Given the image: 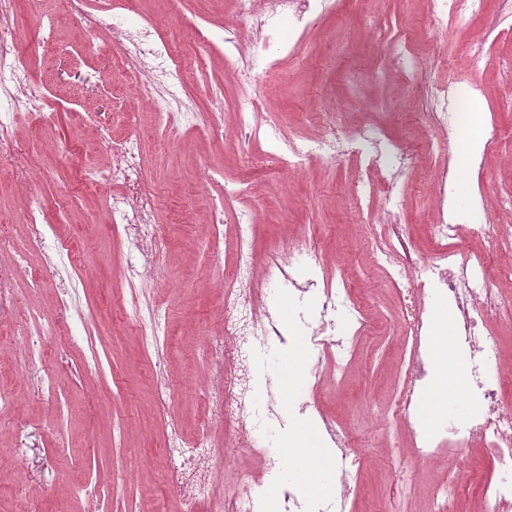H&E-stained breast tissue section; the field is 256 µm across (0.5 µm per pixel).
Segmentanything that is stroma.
Segmentation results:
<instances>
[{
    "mask_svg": "<svg viewBox=\"0 0 512 512\" xmlns=\"http://www.w3.org/2000/svg\"><path fill=\"white\" fill-rule=\"evenodd\" d=\"M129 8L132 15L150 19L186 58L200 51L191 40L194 28L249 27L235 0H129ZM48 12L56 22V41L49 47L39 31ZM14 26L21 65L45 93L50 118L17 125L12 132L17 162L31 180L23 189L0 180V224L9 225L15 246H24L26 198L31 193L41 198L54 219L55 240L73 249L65 266L76 301L70 312L59 314L53 279L32 286V273L45 268L48 258L29 250L26 271L18 279L20 313L60 319L61 333L49 340L44 358L33 367L21 337L0 340V389L16 399L13 411L0 413V512H84V487L108 478L118 484L111 512H177L164 473L167 442L174 433L193 442L207 420L213 449L228 456L223 469L204 473L213 493H230L243 479L262 484L265 494L278 493L270 474L248 452L228 454L224 422L212 420L204 396V338L224 320L221 283L232 259L227 252L214 254L206 222L215 189L201 173L218 163L225 182L245 181L251 187L225 212L224 222L233 224L240 212L252 215L256 264L264 265L283 239L303 231L314 235L320 274L332 281L338 267L351 268L355 288L371 301L368 314L377 326L375 334L359 338L349 374L338 383L326 380L323 367L308 360L297 336L288 337L286 352L273 350L264 360L250 361V381H262L263 399L274 400L280 415H287L300 397L311 407L308 419L275 435L284 464L295 466L293 478L302 483L309 470H320L321 487L317 495H305V502L335 495V461L316 455L331 445L321 421L329 416L352 429L355 452L363 461L346 512H405L409 490L395 476L391 457L399 430L380 415L395 387L399 301L384 271L368 258L370 223L385 212V197L359 206L351 193L353 183L367 175L364 165L349 159L288 173L261 166L260 146L245 149L230 110L243 88L225 67L221 48L205 51L206 71L192 75L187 104L207 111L211 86L223 84L222 138L201 128L170 137L157 132L152 107L125 83L113 59L80 52L85 34L68 0H16ZM377 29L394 36L392 56H385L375 41ZM478 39L484 42L485 65L475 76L467 48ZM509 60L512 16L501 17L488 35L480 24L461 31L434 20L424 0H336L335 9L303 34L297 52L259 75L252 90L256 120L277 121L290 137L317 133L321 114L332 110L356 118L369 112L394 138L417 145L426 136L417 117L428 109L429 87L453 78L466 89L478 80V119L482 126H498L500 142L477 166L461 164L455 148L447 147L436 164L399 181L401 221L419 236L437 215L434 187L440 166L460 167L458 210L468 209L479 195L494 211L500 197L512 195V76L502 68ZM115 112L131 115L130 122H115L112 130L139 138V184L155 203L158 273L147 285L122 280L126 247L109 231L112 215L105 195L89 190L84 177L87 167L109 160L98 144L95 119ZM135 306L145 315L166 310L163 352L146 345L129 316ZM91 348L100 368L85 373L79 364ZM161 370L174 392L165 407L157 402ZM427 371L442 383L429 385L417 405L415 417L424 427L435 422L449 399L461 395L453 368L437 361ZM40 377L55 380L53 401L37 393ZM22 424L34 438L32 452L20 462L9 450Z\"/></svg>",
    "mask_w": 512,
    "mask_h": 512,
    "instance_id": "35a3bbf8",
    "label": "stroma"
}]
</instances>
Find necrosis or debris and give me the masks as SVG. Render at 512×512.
<instances>
[{
	"label": "necrosis or debris",
	"mask_w": 512,
	"mask_h": 512,
	"mask_svg": "<svg viewBox=\"0 0 512 512\" xmlns=\"http://www.w3.org/2000/svg\"><path fill=\"white\" fill-rule=\"evenodd\" d=\"M239 14L248 17L253 28L261 32L262 40L246 41L232 29L224 28L199 34L200 46L213 41L224 44V60L235 67L242 85L251 86L260 71L274 66L269 55L271 43L283 42V28L296 35L303 33L321 14L332 10L333 0H235ZM496 3L499 13L512 14V0H427L431 16L466 29L490 19L489 3ZM71 11L80 17L88 39L89 49H96L101 31H111L121 50L124 79L133 84L141 97L154 106L155 118L163 130H170L181 115L182 99L178 86L184 85L185 75L180 60L175 57L168 42L156 26L148 20L133 19L125 0H69ZM15 0H0V159L11 158L14 145L10 137L18 123L42 116L45 98L40 89L31 85L19 64L11 18ZM285 50L295 51L293 43L283 42ZM431 113L427 124L445 134L459 130L457 120L461 110L454 86H432ZM233 109L245 138H257L265 145L263 162L283 171H301L321 161L333 164L346 156H355L377 171L378 181H358L353 187L355 199L373 196L378 184L394 187L399 178L419 169L422 158H436L441 149L439 139H431L422 148L406 147L392 142L384 125L365 119L356 125L342 121H327L322 133L315 138L303 135L285 137L276 122L263 125L254 121L256 101L242 97ZM102 139L112 161L96 167L88 181L92 188L107 191L109 207L116 223L112 228L127 245L129 253L149 256L155 242L156 226L152 222V200L136 188L134 176L140 159V144L136 136L116 138L110 124L101 127ZM208 181L221 185L222 191L212 205L213 235L223 239L232 235L237 253L234 265L224 269V333L209 341L211 389L209 399L216 404L237 406L251 424L242 445L259 456L266 471L281 465L280 459L269 450L270 441L263 429L264 423L275 417L272 403L253 402L247 388L239 386L236 377L228 373L231 364H240L265 347L282 340L283 333L272 313L256 314L253 283L262 280L286 289L296 320L303 331V343L314 363H321L328 355L336 357V372L344 374L351 357L352 345L344 336L345 326H353L356 334L366 336L374 326L364 320L368 304L364 298L351 293L349 288L320 286L318 275L307 277L294 272L293 265L300 259L312 257L310 237L300 235L285 242L279 253L267 266L256 268L251 264L255 226L248 218H239L232 230H224L225 207L233 205L244 193L243 185H224V172L208 168ZM401 200H393L382 223L374 225L372 259L389 281L397 287L407 286L415 300L409 310L399 316L402 354L399 380L389 405L384 410L387 422L409 420L422 389L426 373L428 326L425 309L419 296L432 289L447 297L455 315L454 344L460 359L456 368L461 378V391L476 406L467 425H444L436 434L421 435L417 456L420 460L438 459L440 454H454L460 448H480L484 451L487 472L450 469L441 472L431 488L430 512H463L461 499L464 484L475 487L479 512H512V404L505 399L512 386V361L504 360L497 343L483 333L488 321L512 324V299L489 286L497 270L494 256L512 252V226L497 223L488 217L483 203H475L470 238L457 232L456 223L447 215H440L427 229L432 245L430 254H423L408 232L407 225L399 223L396 213ZM8 253V260L0 258V320L13 315L18 303L16 271L22 267L25 256L13 249L8 237H0V255ZM322 423L338 449L336 474L339 487L331 501L318 503L316 512H345L351 493V479L361 468V459L351 449L349 434L343 426L330 418ZM170 455L177 462L170 468V481L181 502L182 512H198V504L208 496L204 481L186 484V471L197 465L222 466L224 458L197 445L183 448L178 440L169 443Z\"/></svg>",
	"instance_id": "obj_1"
}]
</instances>
